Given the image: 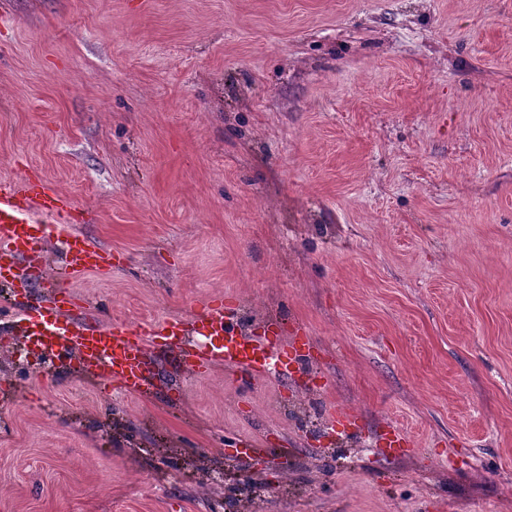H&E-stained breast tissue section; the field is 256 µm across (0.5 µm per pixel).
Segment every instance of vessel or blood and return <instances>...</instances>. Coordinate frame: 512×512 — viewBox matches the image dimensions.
<instances>
[{
  "label": "vessel or blood",
  "mask_w": 512,
  "mask_h": 512,
  "mask_svg": "<svg viewBox=\"0 0 512 512\" xmlns=\"http://www.w3.org/2000/svg\"><path fill=\"white\" fill-rule=\"evenodd\" d=\"M73 204L49 187L16 179L0 182V288L8 289L17 318L10 334L26 342L44 359L72 363L95 374L104 388L118 386L144 396L154 388L155 337H164V351L183 364L185 336L204 330L206 340L194 357V373L209 375L224 366L246 382L281 377L276 360L280 345L249 335L234 312L204 306L192 319L172 317L159 324H102L89 317L72 282L88 272L112 266V254L87 242L71 229ZM63 238L62 265L49 266L44 249L51 235Z\"/></svg>",
  "instance_id": "obj_1"
}]
</instances>
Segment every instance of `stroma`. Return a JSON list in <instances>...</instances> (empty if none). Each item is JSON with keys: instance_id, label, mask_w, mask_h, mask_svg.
<instances>
[{"instance_id": "35a3bbf8", "label": "stroma", "mask_w": 512, "mask_h": 512, "mask_svg": "<svg viewBox=\"0 0 512 512\" xmlns=\"http://www.w3.org/2000/svg\"><path fill=\"white\" fill-rule=\"evenodd\" d=\"M24 177L104 320L221 302L291 374L0 349V512H512V0H0Z\"/></svg>"}]
</instances>
